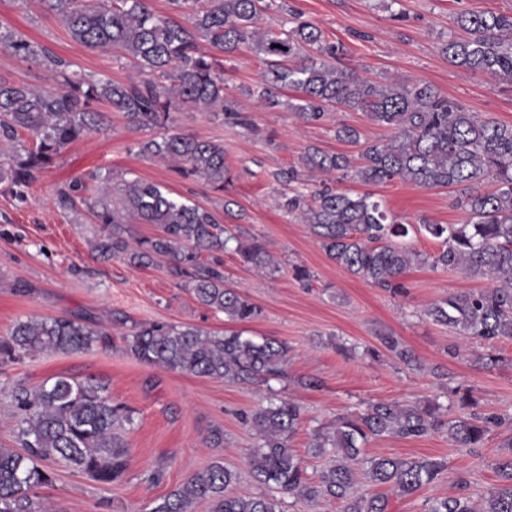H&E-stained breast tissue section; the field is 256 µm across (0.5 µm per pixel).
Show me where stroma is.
Here are the masks:
<instances>
[{"instance_id":"1","label":"stroma","mask_w":512,"mask_h":512,"mask_svg":"<svg viewBox=\"0 0 512 512\" xmlns=\"http://www.w3.org/2000/svg\"><path fill=\"white\" fill-rule=\"evenodd\" d=\"M288 10L270 6L256 25L281 33L302 20L318 26L328 41L345 46L344 66L377 81L408 80L432 84L443 96L469 111L512 123V86L468 69L449 65L440 47L453 33L460 12L511 14L512 0H287ZM22 33L39 47L70 63L85 77L125 82L139 77L130 58L92 51L70 38L39 0H0V33ZM224 95L241 105L249 122L234 124L204 111L173 110L175 130L224 147L232 181L216 191L202 179L183 177L175 163L139 154L150 131L126 125L105 112L100 131L68 146L23 196L0 185V336L19 320L78 316L108 330L111 338L89 351L51 352L0 364V448L17 447L11 405L16 384L34 388L60 375L92 376L133 413L132 424L117 427L126 451V470L109 485L100 484L64 464H54V482L43 488L56 512H150L186 477L215 463L234 470L233 494L271 495L252 476L247 456L257 434L244 418L274 398L291 399L305 418L289 440L311 477L334 462L333 455L311 456L316 428L345 413L361 412L377 402L447 404L449 390L469 389L477 411L512 417V340L486 345L435 324L425 311L453 293L478 292L487 280L459 270L411 265L403 276L406 291L394 295L332 262L308 225L278 206L283 190L277 171L299 167L308 147L329 153L357 154L338 140L337 127L358 129L368 139L387 137L386 129L350 109H332L324 120L309 122L287 106L267 108L245 95L266 68L251 45L224 58ZM119 186L134 179L165 186L198 203L221 224H240L262 237L279 261L272 273L244 266L233 252L223 254L230 285L253 303L259 314L243 330L288 343L282 377L245 386L197 377L142 363L122 340L135 323H167L223 333L224 314L202 306L184 282L169 275L165 262L136 268L120 259L102 260L94 251L102 225L86 211L60 209L58 188L89 174ZM336 190L373 193L403 221L427 218L437 224H461L447 188H420L396 180L367 186L344 180ZM312 274L302 287L293 269ZM384 335L398 337L416 358L408 366L382 346ZM497 356L488 366L484 355ZM221 434L220 447L209 439ZM506 428L492 429L482 448L470 452L451 445L447 431L421 439L369 441L370 457L444 459L438 479L411 496L388 495V512H425V502L457 492L466 475L474 496L497 484L494 463L504 456Z\"/></svg>"}]
</instances>
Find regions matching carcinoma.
<instances>
[{
  "instance_id": "1",
  "label": "carcinoma",
  "mask_w": 512,
  "mask_h": 512,
  "mask_svg": "<svg viewBox=\"0 0 512 512\" xmlns=\"http://www.w3.org/2000/svg\"><path fill=\"white\" fill-rule=\"evenodd\" d=\"M45 2L74 41L91 50L121 53L138 64L144 77L128 83L88 80L66 73L65 63L53 59L48 81L54 88L0 78V142H14L23 133L33 139L24 154L0 160V183L17 188L34 182L64 148L100 127L97 106L105 105L132 128L166 130L158 140L142 141L141 152L176 161L183 176H198L213 189H224L230 179L224 147L169 132L170 112L190 105L244 122L224 97V67L216 54L231 55L252 42L264 55L266 69L263 81L246 92L259 103L278 107L281 91L293 89L299 97L288 107L307 121L322 120L330 107L347 108L390 132L384 139L363 141L359 130L340 127L336 137L360 146L358 157L309 147L302 156L305 169L367 185L399 179L422 188L458 187L454 204L465 222L435 224L422 218L416 226L406 224L371 193L328 188L283 193L279 206L302 216L330 260L393 294L403 292L402 277L415 262L488 280L492 287L451 294L431 304L425 315L481 344L512 339V124L470 112L428 83L380 85L351 68H339L335 62L344 55L343 45L327 42L307 22L297 23L283 38L259 33L255 23L268 7L266 0H170L172 9L189 12V28L156 15L149 0ZM453 22L464 35L442 45L448 63L512 84V14L461 13ZM200 37L214 53L200 51ZM0 48L23 59L38 55L37 45L21 33L6 42L0 39ZM56 200L66 210L85 207L95 223L108 229L94 246L99 256L135 267L162 257L172 275L187 278L199 303L231 321L249 320L257 309L226 287L224 264L216 254L230 249L247 267L278 269L258 237L230 232L209 209L153 182L133 180L114 188L102 179L91 192L84 181L75 180L58 190ZM130 218L157 225L158 233L130 242L124 227ZM412 231L441 241L442 248L429 256L414 251L404 243ZM107 335L80 318L21 320L0 339V361L36 352L89 350ZM124 341L142 363L254 385L282 376L289 353L288 344L273 337L256 340L241 331L214 334L166 323L134 326ZM381 343L406 365L414 362L397 337L383 336ZM11 398L21 448H0V512H52L37 496L38 489L54 481L45 466L49 461H61L101 484L122 475L125 452L112 430L118 423H132V417L100 380L57 376L34 389L18 384ZM452 403L463 415L446 423L435 402L376 403L363 413L336 418L309 444L314 455L336 456V465L314 483L303 460L288 447L304 408L290 399L271 402L252 414L258 444L247 462L259 482L279 493L307 502L328 496L341 504V512H386L385 497L356 491L357 470L372 485H389L407 496L433 483L444 463L366 459L363 449L370 439L421 438L445 426L454 446L480 448L493 428L512 424V419L471 411L474 402L466 390L453 391ZM494 470L499 484L480 498L481 506H475L470 481L461 476L457 494L434 499L426 512H512V455L501 458ZM235 479L233 471L213 464L186 478L151 512H192L199 502L208 503L210 512H281L273 495H226Z\"/></svg>"
}]
</instances>
